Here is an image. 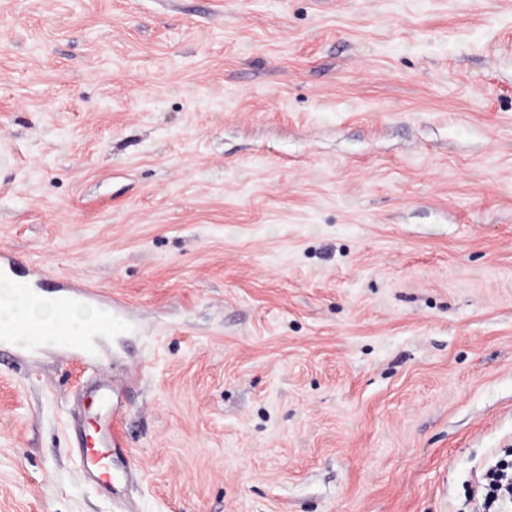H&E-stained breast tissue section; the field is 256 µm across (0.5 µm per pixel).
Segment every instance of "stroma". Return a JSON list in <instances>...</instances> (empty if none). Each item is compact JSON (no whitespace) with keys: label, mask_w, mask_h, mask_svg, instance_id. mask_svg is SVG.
<instances>
[{"label":"stroma","mask_w":512,"mask_h":512,"mask_svg":"<svg viewBox=\"0 0 512 512\" xmlns=\"http://www.w3.org/2000/svg\"><path fill=\"white\" fill-rule=\"evenodd\" d=\"M2 247L122 316L0 351V512H482L512 0H0Z\"/></svg>","instance_id":"35a3bbf8"}]
</instances>
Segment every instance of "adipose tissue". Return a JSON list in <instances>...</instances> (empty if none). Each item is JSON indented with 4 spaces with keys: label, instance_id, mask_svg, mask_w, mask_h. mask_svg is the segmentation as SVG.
I'll use <instances>...</instances> for the list:
<instances>
[{
    "label": "adipose tissue",
    "instance_id": "1",
    "mask_svg": "<svg viewBox=\"0 0 512 512\" xmlns=\"http://www.w3.org/2000/svg\"><path fill=\"white\" fill-rule=\"evenodd\" d=\"M60 320L69 322L75 335L78 336L88 334L93 328L105 334L112 330V323L104 313H82L76 309L62 310L49 302H35L22 296L13 283L0 281L1 325L20 329L37 324L47 330Z\"/></svg>",
    "mask_w": 512,
    "mask_h": 512
}]
</instances>
